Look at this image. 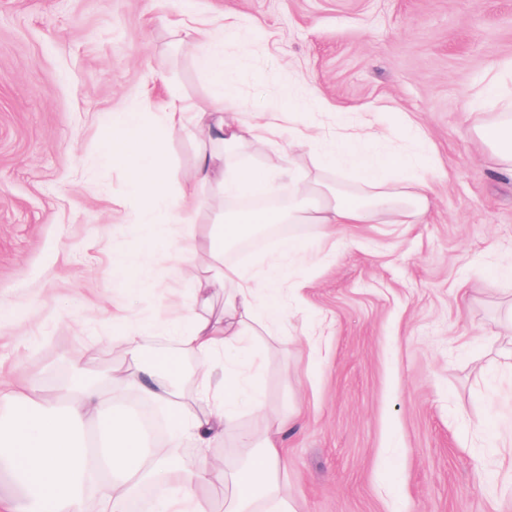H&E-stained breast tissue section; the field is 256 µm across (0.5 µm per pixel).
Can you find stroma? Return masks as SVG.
Returning a JSON list of instances; mask_svg holds the SVG:
<instances>
[{
  "label": "stroma",
  "mask_w": 512,
  "mask_h": 512,
  "mask_svg": "<svg viewBox=\"0 0 512 512\" xmlns=\"http://www.w3.org/2000/svg\"><path fill=\"white\" fill-rule=\"evenodd\" d=\"M187 14L201 49L234 24L225 78L251 109L313 86L320 104L297 123L378 112L396 142L408 119L436 169L426 223L337 227L303 265L248 253L290 288L279 331L253 339L263 409L240 425L285 420L298 512H512V174L476 135L491 110L470 101L512 60V0H0V381L36 376L54 395L73 368L122 367L119 306L152 324L145 352L171 348L155 329L192 305L186 268L148 269L127 295L112 258L138 226L115 213L130 190L100 153L144 86L207 105Z\"/></svg>",
  "instance_id": "1"
}]
</instances>
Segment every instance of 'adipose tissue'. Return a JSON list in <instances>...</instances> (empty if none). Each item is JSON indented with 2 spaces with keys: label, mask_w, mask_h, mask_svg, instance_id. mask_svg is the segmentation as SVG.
Masks as SVG:
<instances>
[{
  "label": "adipose tissue",
  "mask_w": 512,
  "mask_h": 512,
  "mask_svg": "<svg viewBox=\"0 0 512 512\" xmlns=\"http://www.w3.org/2000/svg\"><path fill=\"white\" fill-rule=\"evenodd\" d=\"M473 99L480 106L499 107L498 119L482 124L477 135L492 147L505 170L512 172V62L490 69ZM284 114L248 112L222 93L206 106H195L179 95L154 100L142 92L125 98L113 117L106 161L119 163L135 193L140 215L136 251L115 267L129 291H139L141 273L157 256L190 263L189 280L197 310L172 325L173 348L143 359L139 328L126 317L113 319L129 366L119 378L77 376L65 404L40 395L30 381L0 389V470L7 472L21 495L0 499V512H128L137 491L152 486L154 512H211L195 497V486L220 479L224 512H296L284 493L285 470L279 436L282 424L267 425L262 434L239 427L243 399L260 406V391L252 385L239 355L247 349L254 328L283 323L285 306L280 282L226 260L227 251L269 224H367L377 214L391 224L425 213L431 204L429 183L420 174L419 147L424 133L410 127L404 133L416 144L413 152L381 155L370 144L381 137L377 112L336 128L341 148L319 155L320 166L349 165L362 173L367 190L358 195L333 190L314 176L298 188L282 211L252 207L213 214L201 234L188 225L203 205L202 192L221 198L271 194L270 171L279 169L281 149L276 141ZM192 131L198 151L190 176L175 182L166 140ZM264 157L262 166H244L234 157L243 149ZM223 295L224 308L212 315L209 307ZM204 357L195 380V396L186 399L179 385L186 357ZM130 390L165 406L174 439L192 442L200 450L228 433L237 434L236 469L217 470L202 460L195 471L179 469L165 446L149 444L140 425L116 404Z\"/></svg>",
  "instance_id": "ef3b65f1"
}]
</instances>
